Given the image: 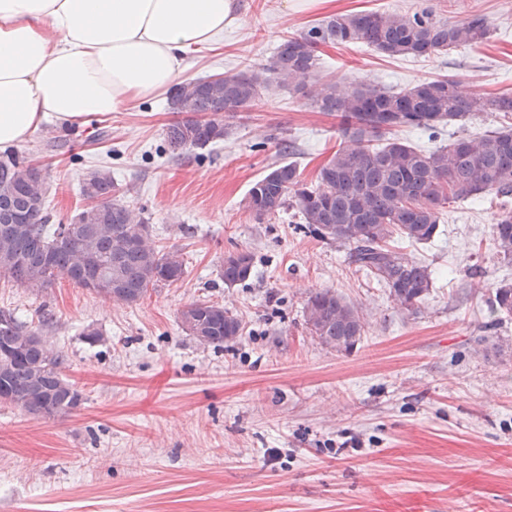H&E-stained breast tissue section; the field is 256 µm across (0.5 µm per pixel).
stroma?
Listing matches in <instances>:
<instances>
[{
  "label": "stroma",
  "mask_w": 512,
  "mask_h": 512,
  "mask_svg": "<svg viewBox=\"0 0 512 512\" xmlns=\"http://www.w3.org/2000/svg\"><path fill=\"white\" fill-rule=\"evenodd\" d=\"M240 3L241 22L190 51L179 81L268 64L283 39L332 15L429 6L451 22L485 16L492 34L425 58L323 46L314 81L399 92L447 75L470 95L512 92V0ZM180 118L164 89L82 123L46 124L15 147L41 166L50 223H71L86 176L109 171L187 272L133 306L61 277L39 293L0 277V308L31 325L49 314L43 340L68 356L64 374L84 396L55 419L0 404V512H512V317L491 307L512 263L490 241L512 197L448 202L434 240H400L433 278L410 312L297 209L259 219L245 205L252 183L283 162L314 184L341 141L336 117L275 86L232 118L224 141L174 155L165 132ZM505 124L484 116L397 136L431 150ZM240 251L254 273L226 286L224 258ZM321 288L365 317L352 352L323 346L305 324L307 296ZM198 300L240 320L235 342L187 335L180 312Z\"/></svg>",
  "instance_id": "stroma-1"
}]
</instances>
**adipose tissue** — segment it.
<instances>
[{
	"label": "adipose tissue",
	"mask_w": 512,
	"mask_h": 512,
	"mask_svg": "<svg viewBox=\"0 0 512 512\" xmlns=\"http://www.w3.org/2000/svg\"><path fill=\"white\" fill-rule=\"evenodd\" d=\"M239 19L237 0H0V144L153 97Z\"/></svg>",
	"instance_id": "adipose-tissue-1"
}]
</instances>
